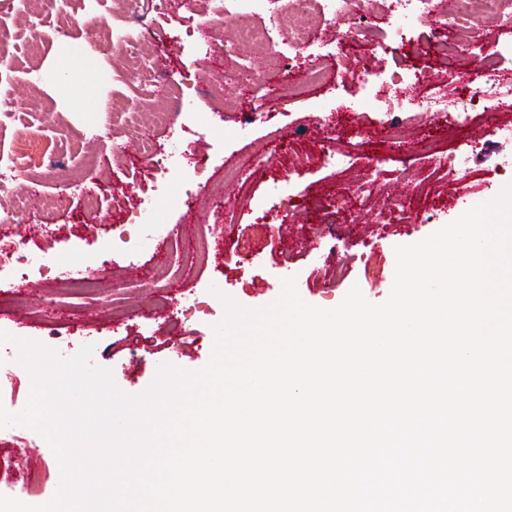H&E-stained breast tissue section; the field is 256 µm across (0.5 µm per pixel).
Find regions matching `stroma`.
Listing matches in <instances>:
<instances>
[{"label": "stroma", "instance_id": "35a3bbf8", "mask_svg": "<svg viewBox=\"0 0 512 512\" xmlns=\"http://www.w3.org/2000/svg\"><path fill=\"white\" fill-rule=\"evenodd\" d=\"M28 12L36 24L17 19L13 0H0V48L12 54L0 71V154L20 145L27 150L15 168L12 195L0 200L7 216L0 232L24 237L46 265L21 281L0 280V331L65 358L93 345L96 365L110 368L125 393L144 391L163 363L204 367L213 327L225 316L223 297L262 308L279 296L282 279L293 276L301 298L318 307H336L355 285L369 302L386 301L395 246L424 239L467 209L438 175L441 156L429 141L444 142L451 152L474 149L481 201L512 183L483 123L460 128L452 118L422 113L406 120L400 107L384 112L362 102L356 71L363 67L411 73L412 82L379 88L383 98L405 99L423 85L454 90L455 76L481 65L465 51L463 29L417 30L404 45L379 53L350 38L343 63L294 45L287 17L269 51L240 43L233 24L224 26L222 43L188 39L186 28L209 20L199 0H72L63 16L36 0ZM117 12L143 26L142 51L157 73L152 93L121 80L114 54L103 50L101 23ZM64 18L80 50L75 57L53 35ZM286 56L288 69L281 66ZM86 67L95 72L87 89L91 108L77 112L50 75L65 68L76 80ZM256 72L266 80L259 90L249 79ZM181 82L190 86L188 99L220 98L226 109L198 107L178 116L190 129L194 156L207 166L205 178L189 203L158 201L160 236L131 253L110 244L112 228L127 223L139 199L164 177L140 153L132 130L146 128L157 154L166 153L170 133L154 117L171 111L167 88ZM288 93L291 109L279 111ZM318 129L332 131L333 147L348 157L344 168L323 165L314 144ZM258 149L263 163L248 167ZM377 158L390 176L371 190ZM274 181L284 186V197L271 194ZM346 189L361 196L354 208L339 203ZM88 195L97 197V208L85 207ZM330 236L338 246L331 256L320 248ZM245 240L252 248L247 257L240 252ZM78 269L94 273L96 288L81 294L58 288L57 279ZM189 289L201 294L204 309L187 318L171 299ZM16 453L30 455L46 472L19 500L46 503L61 477L50 446L40 437L25 446L0 443V455Z\"/></svg>", "mask_w": 512, "mask_h": 512}]
</instances>
